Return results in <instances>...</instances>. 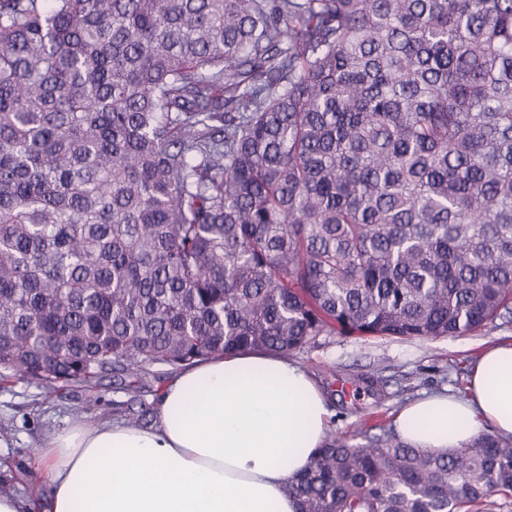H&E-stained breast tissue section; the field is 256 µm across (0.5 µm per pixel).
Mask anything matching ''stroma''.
I'll return each mask as SVG.
<instances>
[{
  "mask_svg": "<svg viewBox=\"0 0 512 512\" xmlns=\"http://www.w3.org/2000/svg\"><path fill=\"white\" fill-rule=\"evenodd\" d=\"M499 342L512 343V325L441 337L434 340L370 338L324 334L294 352L320 380L333 413L330 434L350 443H366L378 425H392L399 409L425 394L448 390L466 392L467 373L480 353ZM149 392L130 399L116 378L106 377L89 389L78 384L45 396L35 382L17 378L0 382V482L11 494L29 498L38 484L30 462L44 437L82 416L108 417L148 426L154 422L156 401L172 376L164 365L154 366ZM374 376L375 389L363 379Z\"/></svg>",
  "mask_w": 512,
  "mask_h": 512,
  "instance_id": "1",
  "label": "stroma"
}]
</instances>
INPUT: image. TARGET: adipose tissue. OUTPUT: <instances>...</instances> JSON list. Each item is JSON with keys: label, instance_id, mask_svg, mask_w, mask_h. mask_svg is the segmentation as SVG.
I'll return each mask as SVG.
<instances>
[{"label": "adipose tissue", "instance_id": "ef3b65f1", "mask_svg": "<svg viewBox=\"0 0 512 512\" xmlns=\"http://www.w3.org/2000/svg\"><path fill=\"white\" fill-rule=\"evenodd\" d=\"M467 391L405 405L397 433L437 451L488 426L512 436V344L477 359ZM330 417L321 385L287 356H213L167 382L151 426L80 418L47 434L32 462L42 496L2 494L0 512H301L289 483L310 466Z\"/></svg>", "mask_w": 512, "mask_h": 512}]
</instances>
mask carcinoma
Wrapping results in <instances>:
<instances>
[{
  "instance_id": "obj_1",
  "label": "carcinoma",
  "mask_w": 512,
  "mask_h": 512,
  "mask_svg": "<svg viewBox=\"0 0 512 512\" xmlns=\"http://www.w3.org/2000/svg\"><path fill=\"white\" fill-rule=\"evenodd\" d=\"M512 323V0H0V368ZM325 439L302 512H461L512 438Z\"/></svg>"
}]
</instances>
